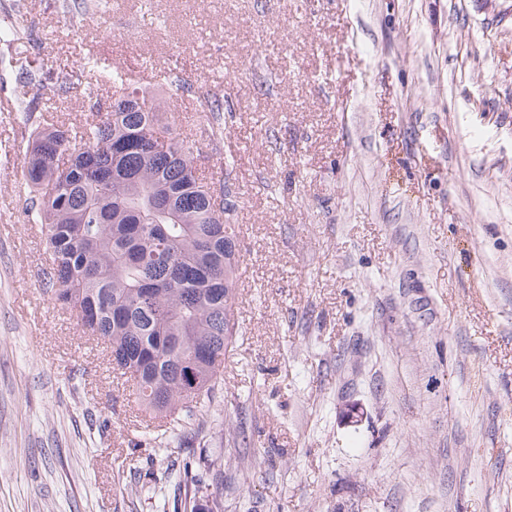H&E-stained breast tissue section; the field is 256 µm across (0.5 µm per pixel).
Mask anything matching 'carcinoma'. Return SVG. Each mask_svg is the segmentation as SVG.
<instances>
[{
	"instance_id": "1",
	"label": "carcinoma",
	"mask_w": 512,
	"mask_h": 512,
	"mask_svg": "<svg viewBox=\"0 0 512 512\" xmlns=\"http://www.w3.org/2000/svg\"><path fill=\"white\" fill-rule=\"evenodd\" d=\"M112 86L81 125L38 124L28 140V217L49 255L42 287L84 334L108 341L146 410L189 424L209 411L232 343L235 225L224 219V188L194 176L168 113L122 79ZM190 358L194 392L181 368ZM179 474L189 499L193 463Z\"/></svg>"
}]
</instances>
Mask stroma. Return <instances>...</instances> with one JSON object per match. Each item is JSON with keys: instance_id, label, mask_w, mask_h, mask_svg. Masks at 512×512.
<instances>
[{"instance_id": "obj_1", "label": "stroma", "mask_w": 512, "mask_h": 512, "mask_svg": "<svg viewBox=\"0 0 512 512\" xmlns=\"http://www.w3.org/2000/svg\"><path fill=\"white\" fill-rule=\"evenodd\" d=\"M0 512H512V0H0ZM128 76L238 230L236 336L174 427L41 287L25 71ZM76 126L82 91L40 99Z\"/></svg>"}]
</instances>
